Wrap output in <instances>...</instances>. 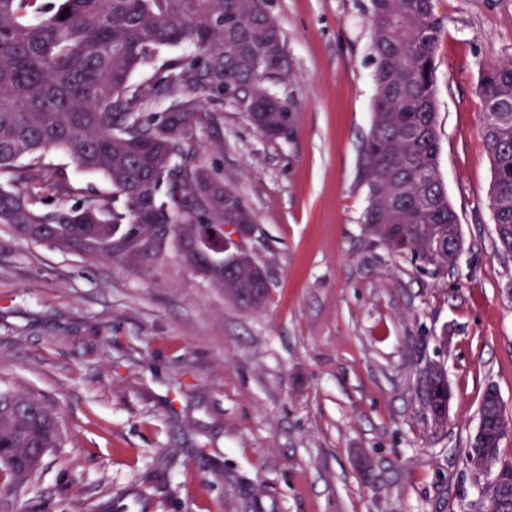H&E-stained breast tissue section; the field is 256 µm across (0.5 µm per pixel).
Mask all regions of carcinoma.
I'll return each instance as SVG.
<instances>
[{"instance_id":"carcinoma-1","label":"carcinoma","mask_w":512,"mask_h":512,"mask_svg":"<svg viewBox=\"0 0 512 512\" xmlns=\"http://www.w3.org/2000/svg\"><path fill=\"white\" fill-rule=\"evenodd\" d=\"M267 0H0V224L31 240L50 239L89 258L150 259L173 247L199 277L235 302L257 307L255 274L234 258L189 254L202 224H238L253 216L198 157L197 130L208 104L240 108L259 129L294 124V108L263 87L284 76L280 29ZM374 58L373 124L362 149L367 188L363 221L377 238L407 241L398 252L443 272L458 215L438 175L434 57L442 31L435 0H370ZM186 45L151 81L131 74L162 49ZM482 137L494 181L491 209L501 248L512 251V58L485 69ZM169 100L153 112L155 101ZM70 153L105 177L108 202L44 209L42 159ZM446 375L425 368L420 394L445 417ZM495 446L512 431L497 405L488 413ZM57 417L33 395L0 390V473L16 487L35 469L19 465L32 448L60 446Z\"/></svg>"}]
</instances>
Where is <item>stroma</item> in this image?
<instances>
[{
  "mask_svg": "<svg viewBox=\"0 0 512 512\" xmlns=\"http://www.w3.org/2000/svg\"><path fill=\"white\" fill-rule=\"evenodd\" d=\"M368 0H268L295 105L271 140L215 105L200 157L254 212L270 296L246 309L176 250L86 259L0 224V390L61 429L37 472L0 483V512H485L465 450L487 388L512 419V253L498 243L481 72L512 58V0H436L439 178L461 250L436 274L362 222L373 116ZM66 204L109 197L70 154ZM452 392L434 425L418 375Z\"/></svg>",
  "mask_w": 512,
  "mask_h": 512,
  "instance_id": "1",
  "label": "stroma"
}]
</instances>
